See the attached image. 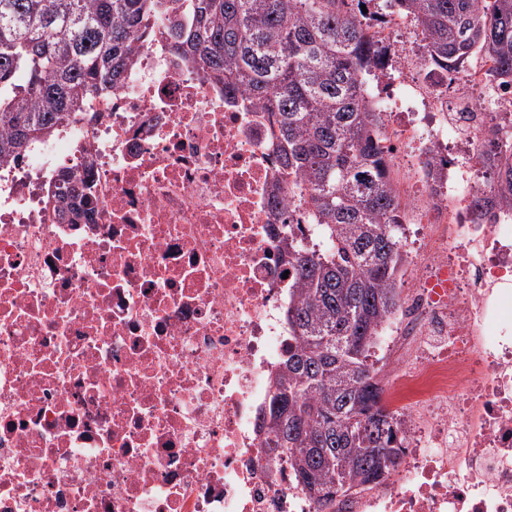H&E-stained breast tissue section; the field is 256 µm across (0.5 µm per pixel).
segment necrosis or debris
I'll return each mask as SVG.
<instances>
[{
	"label": "necrosis or debris",
	"instance_id": "1",
	"mask_svg": "<svg viewBox=\"0 0 512 512\" xmlns=\"http://www.w3.org/2000/svg\"><path fill=\"white\" fill-rule=\"evenodd\" d=\"M151 22L121 89L0 173V512H318L268 455L288 352V259L314 235L269 113ZM374 68L432 259L402 303L382 387L406 438L387 481L336 512H512V210L472 205L491 61L434 97ZM77 183L67 205L58 180Z\"/></svg>",
	"mask_w": 512,
	"mask_h": 512
}]
</instances>
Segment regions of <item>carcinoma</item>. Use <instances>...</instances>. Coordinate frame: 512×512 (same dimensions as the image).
I'll return each mask as SVG.
<instances>
[{
    "label": "carcinoma",
    "instance_id": "cac0c4a2",
    "mask_svg": "<svg viewBox=\"0 0 512 512\" xmlns=\"http://www.w3.org/2000/svg\"><path fill=\"white\" fill-rule=\"evenodd\" d=\"M179 1L186 20L169 38L270 113L288 192L319 238L316 249L283 238L297 279L287 311L296 346L262 427L322 509L339 490L391 475L375 449L397 460L404 449L369 364L405 263L385 124L363 81L383 52L380 24L357 19L373 0H0V164L111 95L142 33ZM392 2L421 29L429 65L456 72L481 49L512 75V0ZM477 165L512 207V122L490 117ZM338 336L358 342L343 350ZM372 409L373 425L353 420Z\"/></svg>",
    "mask_w": 512,
    "mask_h": 512
}]
</instances>
